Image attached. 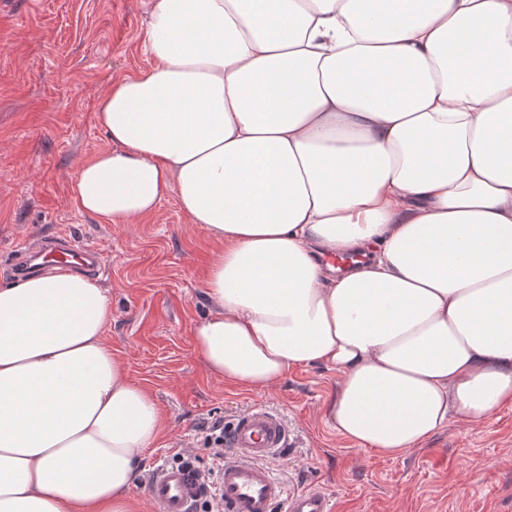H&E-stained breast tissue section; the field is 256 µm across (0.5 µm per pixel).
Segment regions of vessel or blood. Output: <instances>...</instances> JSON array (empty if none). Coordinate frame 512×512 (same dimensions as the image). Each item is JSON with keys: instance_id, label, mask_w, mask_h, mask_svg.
<instances>
[{"instance_id": "obj_1", "label": "vessel or blood", "mask_w": 512, "mask_h": 512, "mask_svg": "<svg viewBox=\"0 0 512 512\" xmlns=\"http://www.w3.org/2000/svg\"><path fill=\"white\" fill-rule=\"evenodd\" d=\"M67 267L79 263L88 272L102 264L93 247L62 236L44 237L26 246L15 259L17 271L36 268L38 261ZM288 423L281 414L253 406L224 429V463L214 482L205 481L188 462L161 463L150 473L147 487L159 512H194L208 487H215L223 512H334L330 498L319 490L289 492L268 463L288 446Z\"/></svg>"}]
</instances>
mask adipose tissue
I'll list each match as a JSON object with an SVG mask.
<instances>
[{"label": "adipose tissue", "mask_w": 512, "mask_h": 512, "mask_svg": "<svg viewBox=\"0 0 512 512\" xmlns=\"http://www.w3.org/2000/svg\"><path fill=\"white\" fill-rule=\"evenodd\" d=\"M148 69L70 198L103 224L176 194L218 249L208 374L340 381L324 413L397 457L512 405V0H146ZM108 289L0 283V512H136L165 421L104 341Z\"/></svg>", "instance_id": "adipose-tissue-1"}]
</instances>
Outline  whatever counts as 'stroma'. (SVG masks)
Returning a JSON list of instances; mask_svg holds the SVG:
<instances>
[{"label":"stroma","instance_id":"1","mask_svg":"<svg viewBox=\"0 0 512 512\" xmlns=\"http://www.w3.org/2000/svg\"><path fill=\"white\" fill-rule=\"evenodd\" d=\"M144 31L143 0H0V281L14 278V255L34 238L63 233L103 254L105 341L167 424L140 465L141 512H158L145 488L154 465L180 454L208 468L213 424L256 404L279 411L291 433L270 469L289 490L329 494L336 512H512V407L452 421L397 457L359 449L323 413L335 370L301 366L261 392L207 373L192 328L210 310L204 278L217 245L176 195L131 224L76 209L69 188L80 164L109 145L98 100L114 79L148 67Z\"/></svg>","mask_w":512,"mask_h":512}]
</instances>
